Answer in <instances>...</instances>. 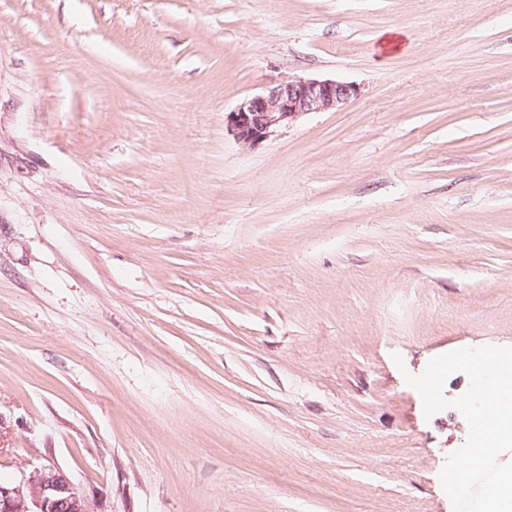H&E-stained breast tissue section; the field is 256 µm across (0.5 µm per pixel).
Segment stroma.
Instances as JSON below:
<instances>
[{
	"label": "stroma",
	"mask_w": 512,
	"mask_h": 512,
	"mask_svg": "<svg viewBox=\"0 0 512 512\" xmlns=\"http://www.w3.org/2000/svg\"><path fill=\"white\" fill-rule=\"evenodd\" d=\"M361 94L261 144L277 80ZM512 346V0H0V480L94 512H453L406 374ZM400 361H393V354ZM1 512H94L89 500L54 466H32L0 483Z\"/></svg>",
	"instance_id": "1"
}]
</instances>
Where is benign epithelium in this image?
<instances>
[{
    "mask_svg": "<svg viewBox=\"0 0 512 512\" xmlns=\"http://www.w3.org/2000/svg\"><path fill=\"white\" fill-rule=\"evenodd\" d=\"M360 95L349 82L318 78L281 80L244 98L225 116L242 145L254 147L276 129L313 112L336 110ZM0 512H93L89 500L53 466H33L16 482L0 483Z\"/></svg>",
    "mask_w": 512,
    "mask_h": 512,
    "instance_id": "1",
    "label": "benign epithelium"
}]
</instances>
